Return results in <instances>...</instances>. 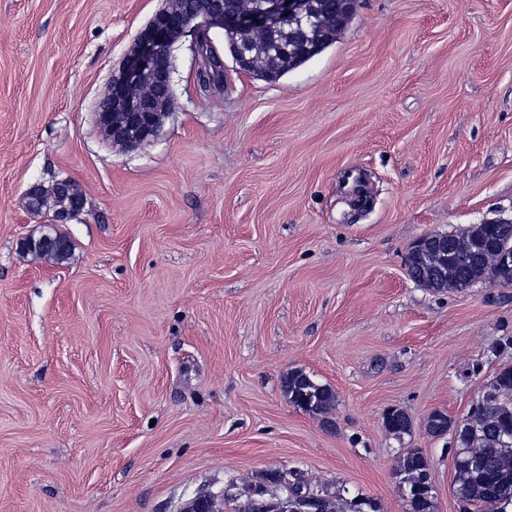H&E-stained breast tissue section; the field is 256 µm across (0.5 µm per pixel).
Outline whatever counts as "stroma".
<instances>
[{
  "mask_svg": "<svg viewBox=\"0 0 512 512\" xmlns=\"http://www.w3.org/2000/svg\"><path fill=\"white\" fill-rule=\"evenodd\" d=\"M165 3L0 0V512H183L293 468L411 512L407 448L436 512H463L427 420L512 367V286L430 290L408 256L512 216V0H359L277 82L225 58L221 93L180 45L158 137L112 144L96 103ZM56 176L85 195L60 265L20 246L48 219L28 187ZM294 370L330 413L289 402ZM289 401L312 413H325L334 403V394L326 386L315 382L302 371H291L282 381ZM431 464L420 449H404L399 457L397 476L409 499L412 512H434Z\"/></svg>",
  "mask_w": 512,
  "mask_h": 512,
  "instance_id": "35a3bbf8",
  "label": "stroma"
}]
</instances>
